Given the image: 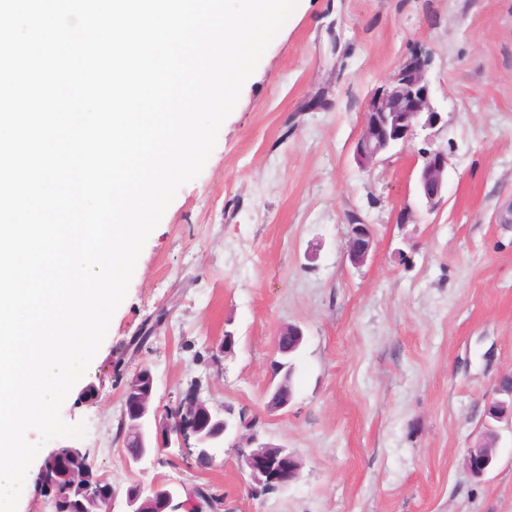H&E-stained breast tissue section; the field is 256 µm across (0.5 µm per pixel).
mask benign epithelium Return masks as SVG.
Wrapping results in <instances>:
<instances>
[{"label": "benign epithelium", "instance_id": "obj_1", "mask_svg": "<svg viewBox=\"0 0 512 512\" xmlns=\"http://www.w3.org/2000/svg\"><path fill=\"white\" fill-rule=\"evenodd\" d=\"M428 56L413 53L396 66L386 83L368 99L362 131L355 145V156L365 167L380 162L384 153L398 144L409 140L417 125H437L441 116L431 105V87L428 80ZM448 155L437 152L428 154L418 176V190L429 208L437 206L443 197L448 180ZM373 247V230L367 224L351 225L348 256L352 263L364 262ZM302 341V331L296 326L283 328L275 339L277 352L288 355L295 351ZM155 380L147 372V387L126 395L123 418L128 423L127 448H139L141 452L126 453V460L138 463L147 456L142 450L143 429L150 430L151 447L165 450L177 448L183 455H197L199 459L211 458L210 450L228 441L236 449L242 465L248 471L251 490L266 492L286 488L295 483L300 475L298 459L282 448L259 445L255 448V433H242L249 427L246 417L229 421L212 414L199 395L189 401L179 400L168 408L153 406ZM292 399L288 388L281 385L268 394L267 408L276 412L288 406ZM195 438V445L189 444ZM496 458L495 449L490 447L469 448L464 458L466 469L475 477L488 472ZM65 455L54 450L44 467L57 472V477L67 481V500L81 497L94 501L98 512H112L117 492L103 477L93 478L86 483V476L77 475L63 463ZM144 496H151L164 505L163 512H177L174 502L180 490L166 483H156L149 489L140 486L125 492L127 512H140L138 503Z\"/></svg>", "mask_w": 512, "mask_h": 512}]
</instances>
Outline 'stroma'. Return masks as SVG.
Returning <instances> with one entry per match:
<instances>
[{"instance_id": "obj_1", "label": "stroma", "mask_w": 512, "mask_h": 512, "mask_svg": "<svg viewBox=\"0 0 512 512\" xmlns=\"http://www.w3.org/2000/svg\"><path fill=\"white\" fill-rule=\"evenodd\" d=\"M414 52L430 58L441 120L362 167L366 102ZM434 152L450 166L431 211L417 177ZM511 206L512 0H301L149 235L95 360L96 396L62 405L120 494L113 512L128 486L159 481L208 486L226 512H512V429L487 414L512 376ZM354 222L375 233L359 266ZM288 325L304 339L292 399L272 413ZM144 366L157 403L194 386L219 416L247 409L260 443L299 459L297 482L254 494L227 445L206 467L178 454L127 465L123 392ZM492 428L496 459L477 479L464 457Z\"/></svg>"}]
</instances>
